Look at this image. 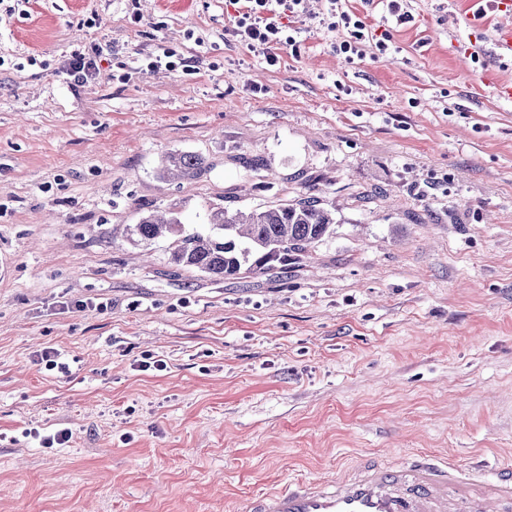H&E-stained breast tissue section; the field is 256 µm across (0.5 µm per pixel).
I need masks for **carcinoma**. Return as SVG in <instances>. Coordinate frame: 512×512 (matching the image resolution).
<instances>
[{
    "mask_svg": "<svg viewBox=\"0 0 512 512\" xmlns=\"http://www.w3.org/2000/svg\"><path fill=\"white\" fill-rule=\"evenodd\" d=\"M165 161L166 169L183 177L196 174L205 164L201 156L189 152L169 153ZM335 224L336 210L307 196L247 215L217 207L201 231L188 230L179 219L156 209L129 225L127 232L131 242L147 244L169 234L173 268L230 280L261 273L274 262L306 256L314 245L332 237Z\"/></svg>",
    "mask_w": 512,
    "mask_h": 512,
    "instance_id": "cac0c4a2",
    "label": "carcinoma"
}]
</instances>
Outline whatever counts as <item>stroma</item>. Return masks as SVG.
<instances>
[{
    "instance_id": "35a3bbf8",
    "label": "stroma",
    "mask_w": 512,
    "mask_h": 512,
    "mask_svg": "<svg viewBox=\"0 0 512 512\" xmlns=\"http://www.w3.org/2000/svg\"><path fill=\"white\" fill-rule=\"evenodd\" d=\"M342 5L364 57L308 0L270 67L228 0H0V512H230L359 453L512 468L505 19ZM160 45L188 68L147 70ZM76 53L98 79L66 74ZM175 151L205 169L165 180ZM304 193L335 234L242 279L171 276L170 240L123 237L155 208L192 229ZM329 2L330 9L329 14L332 18H336V21L330 23L329 27L333 29H337L341 27L342 29H346L350 34V40H344L341 42L339 46L340 52L350 53L348 55L349 59H353V56H357L361 58L364 56L363 41L366 39V35L364 30L366 29L365 23L358 17H356L353 13L342 10H338L337 4L341 1H327ZM493 48L498 70H512V28L510 26H500L496 29Z\"/></svg>"
}]
</instances>
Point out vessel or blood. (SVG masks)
<instances>
[{
	"mask_svg": "<svg viewBox=\"0 0 512 512\" xmlns=\"http://www.w3.org/2000/svg\"><path fill=\"white\" fill-rule=\"evenodd\" d=\"M512 14V0H473L470 21ZM498 70H512V28L496 29ZM512 512V470L473 472L428 455L395 464L358 457L340 478L291 480L249 498L240 512Z\"/></svg>",
	"mask_w": 512,
	"mask_h": 512,
	"instance_id": "vessel-or-blood-1",
	"label": "vessel or blood"
}]
</instances>
